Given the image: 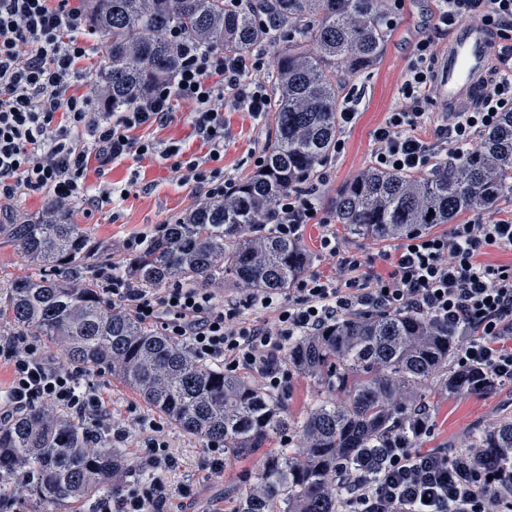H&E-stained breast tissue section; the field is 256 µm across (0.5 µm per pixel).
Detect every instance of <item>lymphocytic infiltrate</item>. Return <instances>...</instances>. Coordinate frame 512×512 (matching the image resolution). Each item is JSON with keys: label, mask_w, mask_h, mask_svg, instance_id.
Listing matches in <instances>:
<instances>
[{"label": "lymphocytic infiltrate", "mask_w": 512, "mask_h": 512, "mask_svg": "<svg viewBox=\"0 0 512 512\" xmlns=\"http://www.w3.org/2000/svg\"><path fill=\"white\" fill-rule=\"evenodd\" d=\"M465 19L480 22L497 37L496 64L479 106L435 117L424 111L435 73L427 64L432 41L418 39L402 101L373 132L377 167L422 171L447 155H465L476 134L494 127L499 113L512 108V0H435L436 30ZM85 24L75 0H0V199L46 191L63 204H87L90 163L104 167L147 155L178 158L200 199L223 198L231 181L206 163L224 154V101L255 119L266 116L269 95L258 78L268 68L264 53L231 56L172 31L182 59L176 83L156 85L123 111L92 112L94 80L82 63L94 47L84 36ZM178 99L194 103L190 122L209 148L207 157L183 155L174 142L133 138V130L167 123ZM427 125L432 128L428 139L418 133ZM274 209L277 233L298 236L317 209L315 192L284 194ZM321 247L336 259L334 277H305L284 299L249 294L226 307L210 288L175 284L136 290L117 278L109 279L105 292L113 304L131 308L142 324L159 326L166 336L188 343L197 358L223 363L228 372H257L273 393L288 383L285 352L293 337L364 309H410L463 327L467 340L459 349V366L478 364L512 383V266L479 261L488 248H512V214L492 220L477 216L451 225L443 235L408 234L388 256L387 275L380 277L361 274L358 254L343 249L335 236L323 237ZM253 307L275 308V323L250 321L245 312ZM0 359L12 369L0 422L40 404L89 424L92 446L103 432L114 445L125 442L131 429L147 433L151 453L140 466L152 471V478L116 499H100L93 512H167L170 497L155 476L174 464L164 423L141 415L127 425L106 423L102 389L85 382L77 366L48 364L38 342L26 334L1 338ZM450 469L447 451L401 448L372 482L349 483L352 512H494L498 502L480 472L454 480Z\"/></svg>", "instance_id": "f902f5d3"}]
</instances>
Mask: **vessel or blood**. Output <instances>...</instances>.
<instances>
[{
	"label": "vessel or blood",
	"instance_id": "vessel-or-blood-1",
	"mask_svg": "<svg viewBox=\"0 0 512 512\" xmlns=\"http://www.w3.org/2000/svg\"><path fill=\"white\" fill-rule=\"evenodd\" d=\"M494 40L489 29L474 24L454 27L438 64L434 93L449 109L476 102L486 89Z\"/></svg>",
	"mask_w": 512,
	"mask_h": 512
}]
</instances>
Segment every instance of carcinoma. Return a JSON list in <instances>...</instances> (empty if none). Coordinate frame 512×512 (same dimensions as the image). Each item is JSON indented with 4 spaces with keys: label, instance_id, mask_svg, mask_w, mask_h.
Segmentation results:
<instances>
[{
    "label": "carcinoma",
    "instance_id": "carcinoma-1",
    "mask_svg": "<svg viewBox=\"0 0 512 512\" xmlns=\"http://www.w3.org/2000/svg\"><path fill=\"white\" fill-rule=\"evenodd\" d=\"M89 34L99 37L95 94L110 112L174 81L181 58L170 42L179 30L203 45L249 56L278 44L269 75L275 125L265 141V168L160 225L123 266L59 203L24 224H0L36 270L16 280L3 309L21 332L62 345L65 359L105 370L151 409L224 453L249 455L270 441L290 449L265 455L246 482L235 512H340L343 487L368 479L402 435L416 447V412L424 389L484 394L497 380L455 367L457 333L413 311H359L288 342V369L310 378L318 398L301 420L255 379L196 358L189 347L141 324L104 297L99 281L77 283L78 268L108 271L129 288L224 284L253 293H287L313 256L297 238L274 229L282 195L316 184L339 139L346 82L381 57L388 33L386 0H257V11L231 0H82ZM512 197V111L482 134L479 147L430 168L407 172L368 167L336 191V223L359 240L429 233L464 214H484ZM434 214H429V211ZM86 427L45 408L0 424V481L17 477L44 504L92 502L112 492L125 471L119 449L88 447ZM492 476L490 489L512 493V417L471 435L448 453Z\"/></svg>",
    "mask_w": 512,
    "mask_h": 512
}]
</instances>
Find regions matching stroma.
Here are the masks:
<instances>
[{
    "instance_id": "stroma-1",
    "label": "stroma",
    "mask_w": 512,
    "mask_h": 512,
    "mask_svg": "<svg viewBox=\"0 0 512 512\" xmlns=\"http://www.w3.org/2000/svg\"><path fill=\"white\" fill-rule=\"evenodd\" d=\"M433 0H399L392 10L394 19L381 58L369 70L351 78L346 94L355 97L358 117L354 124L342 127L340 138L344 148L334 154L326 167V179L319 184L318 216L303 225L300 238L314 256L312 272L329 277L335 272L333 259L320 247L323 236L337 237L344 249L359 253L366 261L365 271H385L383 254L394 252L395 242L363 241L347 237L337 224L331 202L337 189L358 172L373 164V132L399 103L406 65L413 53L416 39L432 36L436 48H443L447 34L433 33L429 20ZM191 104L175 102L168 124L138 129L139 137L156 142H178L188 154H205L189 121ZM269 121H257L249 113L224 108V156L220 160L225 174L240 179L254 170L253 152L264 145ZM90 193H98L106 184L125 188L126 195L95 206L76 205L71 220L81 225L92 238L112 245L111 261L124 264L130 256L125 249L128 239L151 234L157 225L167 224L187 214L197 204L194 183L175 166L174 159L156 156L143 159L125 158L106 166L105 170L90 167L85 178ZM88 381L99 385L106 397L105 407L112 418L129 415L155 417L130 389L106 371L88 374ZM424 402L431 414L432 430L423 436L419 449L423 452L439 448L466 447L475 429L492 424L501 416L512 415V383L497 385L483 395H448L427 391ZM174 468L163 475L173 503L172 512H233L242 477L257 469L260 454L224 459L223 474L211 470V454L205 440L171 425L167 428Z\"/></svg>"
}]
</instances>
